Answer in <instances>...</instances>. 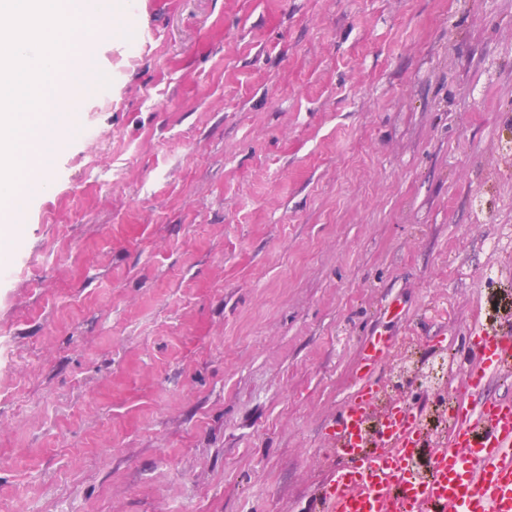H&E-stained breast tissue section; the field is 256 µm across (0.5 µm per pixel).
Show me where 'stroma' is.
<instances>
[{
  "mask_svg": "<svg viewBox=\"0 0 512 512\" xmlns=\"http://www.w3.org/2000/svg\"><path fill=\"white\" fill-rule=\"evenodd\" d=\"M121 9L0 246V512H311L363 337L493 319L512 0Z\"/></svg>",
  "mask_w": 512,
  "mask_h": 512,
  "instance_id": "stroma-1",
  "label": "stroma"
}]
</instances>
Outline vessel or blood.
<instances>
[{"label": "vessel or blood", "mask_w": 512, "mask_h": 512, "mask_svg": "<svg viewBox=\"0 0 512 512\" xmlns=\"http://www.w3.org/2000/svg\"><path fill=\"white\" fill-rule=\"evenodd\" d=\"M400 345L381 332L363 339L356 390L329 431L341 464L312 512H512V399L485 392L494 376L512 375V329L474 330L466 382L477 400L453 415L446 447L430 450L427 479L411 465L425 448L417 414L383 405L376 378Z\"/></svg>", "instance_id": "vessel-or-blood-1"}]
</instances>
